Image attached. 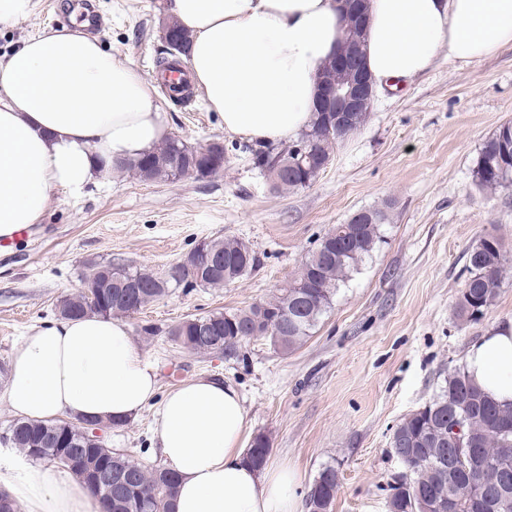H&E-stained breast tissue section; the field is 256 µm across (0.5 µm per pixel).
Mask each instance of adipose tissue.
<instances>
[{
  "label": "adipose tissue",
  "instance_id": "obj_1",
  "mask_svg": "<svg viewBox=\"0 0 512 512\" xmlns=\"http://www.w3.org/2000/svg\"><path fill=\"white\" fill-rule=\"evenodd\" d=\"M190 31L193 82L227 133L259 143L310 124L316 72L344 36L341 0H169ZM512 45V0H370L365 66L377 86L430 71L440 52L472 63ZM150 82L98 39L47 29L0 58V239L40 222L52 192L73 196L104 176L102 162L137 160L166 136ZM464 370L512 403V320L466 352ZM4 400L18 418L126 423L158 401L154 433L179 476L175 512H298L297 475L255 470L246 413L230 384L200 375L158 395V375L122 320L58 318L31 329L10 359ZM0 486L28 512H98L76 480L7 459Z\"/></svg>",
  "mask_w": 512,
  "mask_h": 512
}]
</instances>
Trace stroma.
Here are the masks:
<instances>
[{
	"instance_id": "obj_1",
	"label": "stroma",
	"mask_w": 512,
	"mask_h": 512,
	"mask_svg": "<svg viewBox=\"0 0 512 512\" xmlns=\"http://www.w3.org/2000/svg\"><path fill=\"white\" fill-rule=\"evenodd\" d=\"M57 0L0 27V57L27 37L61 26L83 30ZM104 19L103 47L157 82L168 0H93ZM168 136L191 145L224 144V171L209 179L153 182L112 171L78 197L54 192L43 218L0 243V364L30 330L57 318L92 264H125L162 274L204 238L237 237L261 259L224 288H175L128 318L166 394L197 375L232 384L246 409V437L266 434L268 461L297 473V494L325 466L339 488L332 512H388L389 484L404 470L391 438L409 414L442 395L467 346L512 319V274L474 320L458 313L466 254L485 234L512 254V189L480 192L473 170L484 141L512 122V45L473 64L440 56L430 72L387 86L367 124L335 147L306 188L274 189L252 165L242 137L225 133L202 91L190 104L168 96ZM389 214L380 247L339 288L311 336L283 354L264 338L232 354H196L169 327L266 300L293 279L318 241L355 213ZM158 333H141L143 325ZM156 404L106 437L107 446L146 467L163 465L153 433Z\"/></svg>"
}]
</instances>
